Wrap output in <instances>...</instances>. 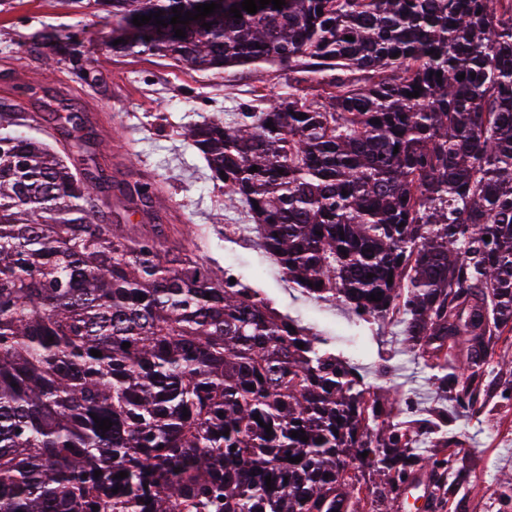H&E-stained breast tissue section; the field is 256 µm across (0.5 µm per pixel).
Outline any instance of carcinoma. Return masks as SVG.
<instances>
[{
	"label": "carcinoma",
	"mask_w": 512,
	"mask_h": 512,
	"mask_svg": "<svg viewBox=\"0 0 512 512\" xmlns=\"http://www.w3.org/2000/svg\"><path fill=\"white\" fill-rule=\"evenodd\" d=\"M242 2L180 39L172 9L207 0H112V49L286 66L250 111L182 136L304 293L370 329L400 315L437 417L483 412L485 380L512 369V0ZM159 11L168 26L133 24ZM21 121L0 110V512H401L423 473L430 512L472 490L458 441L442 430L419 458L427 431L327 338L104 222L98 202L135 214L151 183L82 174Z\"/></svg>",
	"instance_id": "1"
}]
</instances>
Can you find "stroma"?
Segmentation results:
<instances>
[{"label":"stroma","mask_w":512,"mask_h":512,"mask_svg":"<svg viewBox=\"0 0 512 512\" xmlns=\"http://www.w3.org/2000/svg\"><path fill=\"white\" fill-rule=\"evenodd\" d=\"M51 30L77 36L102 75L99 84L80 83L64 65L44 77V49L35 37ZM111 37V19L61 0H0V107L30 115V135L59 149L71 138L57 114L80 115L91 140L72 156L77 169L100 168L118 181L135 176L156 188L151 216H130L117 202H104L114 229L130 237L158 235L219 274L225 265L236 266L280 311L316 326L358 362L369 383L396 388L411 415L432 414L443 395L431 370L406 355L394 333H360L346 305L310 299L288 282L262 256L246 211L225 205L205 160L179 135L184 126L246 111L257 95L271 93L275 71L240 67L214 76L148 52L111 53ZM185 224L193 225L192 237L181 235ZM448 430L461 441L460 458L475 487L463 494L459 512H512V417H462Z\"/></svg>","instance_id":"1"}]
</instances>
